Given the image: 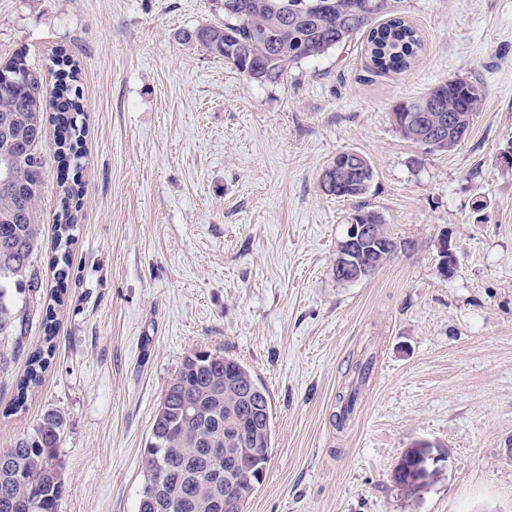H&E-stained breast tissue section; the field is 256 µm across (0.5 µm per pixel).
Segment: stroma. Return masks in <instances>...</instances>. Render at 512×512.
<instances>
[{
    "label": "stroma",
    "instance_id": "stroma-1",
    "mask_svg": "<svg viewBox=\"0 0 512 512\" xmlns=\"http://www.w3.org/2000/svg\"><path fill=\"white\" fill-rule=\"evenodd\" d=\"M424 44L378 71L357 36L258 84L184 32L221 23L211 0H0V62L76 63L85 134L62 164L45 118L38 204L54 353L16 406L40 312L0 371V448L53 409L66 419L61 512H137L143 450L164 389L191 353H221L265 385L272 438L245 512H512V0H399ZM451 78L486 90L447 151L404 140L393 111ZM369 158L363 199L321 174ZM78 183L64 281L52 268L62 184ZM404 251L370 278L336 279L359 209ZM456 268L438 272L441 240ZM372 359L337 425L354 365ZM440 454L410 493L393 479L420 443Z\"/></svg>",
    "mask_w": 512,
    "mask_h": 512
}]
</instances>
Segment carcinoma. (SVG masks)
I'll return each mask as SVG.
<instances>
[{
	"label": "carcinoma",
	"instance_id": "carcinoma-1",
	"mask_svg": "<svg viewBox=\"0 0 512 512\" xmlns=\"http://www.w3.org/2000/svg\"><path fill=\"white\" fill-rule=\"evenodd\" d=\"M224 23L205 25L184 39L224 58L260 84L277 83L288 68L317 58L366 35L371 60L380 71L402 72L422 50L417 31L396 14L395 0H322L333 20L325 23L311 9L316 0H230ZM51 100L59 126L67 115L83 111L76 82L78 69L67 54L54 59ZM46 86L40 71L23 51L0 63V344L22 345L27 334L30 302L44 286L37 252L41 224L37 204L46 173L43 114ZM478 81L452 78L424 95L398 105L401 136L423 145L431 131L441 133L435 151L450 149L468 134L473 116L484 100ZM454 121L448 122V115ZM82 135L77 126L58 141L61 159L77 155ZM374 168L362 153L348 158L336 196L363 197ZM80 190L65 186L60 204L63 223L56 225L57 242L69 243L77 217L71 201ZM387 256L368 250L351 255L349 266L380 268ZM52 348L38 349L28 358L27 371L17 383L15 403L23 405L30 388L42 382ZM372 360L359 363L354 388L342 404L339 419L354 409L359 387L370 377ZM245 421L241 442L224 440L230 419ZM65 418L44 412L33 432L8 448H0V512H60L64 481L58 461ZM271 402L265 386L241 362L219 353L195 352L184 358L168 382L156 409L151 439L144 449V480L137 512H244L253 487L262 483L271 447ZM251 451L256 468L252 485L244 477L236 487L214 483L211 473L224 469V449ZM418 449L406 450L396 482L413 493L418 482Z\"/></svg>",
	"mask_w": 512,
	"mask_h": 512
}]
</instances>
